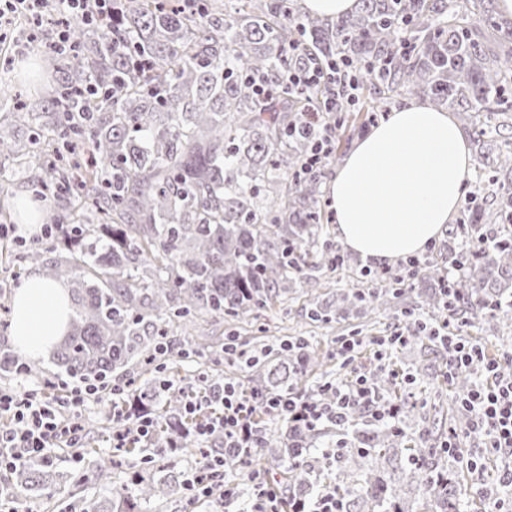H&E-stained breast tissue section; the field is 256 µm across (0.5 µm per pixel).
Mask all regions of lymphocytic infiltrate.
<instances>
[{
  "label": "lymphocytic infiltrate",
  "mask_w": 512,
  "mask_h": 512,
  "mask_svg": "<svg viewBox=\"0 0 512 512\" xmlns=\"http://www.w3.org/2000/svg\"><path fill=\"white\" fill-rule=\"evenodd\" d=\"M23 13L29 18L30 40H37L44 27H52L53 47L58 51L70 49V22L83 17L100 24L112 15L110 0H0V15ZM288 87L304 91L319 89L325 111H336L341 102H354L357 85L345 61L319 65H303L285 75ZM486 381L476 384L461 400L460 405L469 419L468 430L477 440L483 453H493L512 459V373L500 370L498 361L485 362ZM323 389L333 399L332 405L305 401L293 392L264 398L261 404L289 423L307 429L315 428L331 416L342 415L348 408L366 403L371 395L369 375L339 386L325 383ZM95 387L76 383L65 386L57 405L45 402L38 390L10 391L0 389V472H11L23 456H44L60 441L71 445L81 442L78 421L81 408L96 401ZM233 383H225L216 403L210 405V420L197 425L198 436H205L214 427L224 430V446L236 455L247 454L258 447L260 435L251 423V416L260 404Z\"/></svg>",
  "instance_id": "f902f5d3"
}]
</instances>
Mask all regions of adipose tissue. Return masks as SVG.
Instances as JSON below:
<instances>
[{
	"instance_id": "ef3b65f1",
	"label": "adipose tissue",
	"mask_w": 512,
	"mask_h": 512,
	"mask_svg": "<svg viewBox=\"0 0 512 512\" xmlns=\"http://www.w3.org/2000/svg\"><path fill=\"white\" fill-rule=\"evenodd\" d=\"M472 154L454 118L412 103L357 139L330 182L336 230L361 258L422 251L461 209ZM9 338L22 355L48 353L71 315L67 286L32 272L13 299Z\"/></svg>"
}]
</instances>
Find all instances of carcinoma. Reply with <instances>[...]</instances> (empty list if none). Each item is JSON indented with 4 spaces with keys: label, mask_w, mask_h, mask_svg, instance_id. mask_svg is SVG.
Here are the masks:
<instances>
[{
    "label": "carcinoma",
    "mask_w": 512,
    "mask_h": 512,
    "mask_svg": "<svg viewBox=\"0 0 512 512\" xmlns=\"http://www.w3.org/2000/svg\"><path fill=\"white\" fill-rule=\"evenodd\" d=\"M298 0H227L219 8L194 0L182 11L163 0H112V22L89 32L73 23L78 49L45 55L58 74L51 107L31 111L45 119L25 139L18 125L0 120V156L25 161L0 167V178L23 175L51 140L61 157L51 167L55 192L69 218L79 202L80 223L62 239L70 259L49 276L70 287L69 331L57 345V381L90 382L100 391L112 378L141 367L151 386L128 391L126 423L135 427L147 413L161 429L147 447L133 442L125 452L149 453L163 465L149 474L132 471L129 483L110 498L82 497L77 512H146L187 485L176 469L194 445L186 426V392L174 386L165 359L170 327L204 316L255 318L284 303L298 282L320 287L315 272L339 269L345 256L322 224L326 166L304 174L317 124L341 129L336 115L308 112V99L288 88L290 66L344 59L358 84L384 100L421 97L456 114L474 134L476 179L471 202L448 225V256L402 267L377 282L359 278L332 300L314 296L310 319L365 317L391 311L417 294L419 319L481 323L512 333V22L496 17L495 0H355L354 10L329 18L302 12ZM272 88L260 97L253 81ZM494 229V240L478 245ZM466 257L460 274H451ZM429 281L417 292L415 281ZM420 360L407 381H433L432 356L445 343L410 330ZM235 353L216 357L254 373L250 391L263 395L293 389L304 399L327 401L319 389L299 387L322 357L305 337L239 356L240 337H227ZM478 364L455 372L453 395L462 398L480 377ZM417 401L394 371L372 374V397L341 421L316 429L267 428L261 447L249 456L224 460L226 469L263 460L294 463L284 472L278 496L287 508L308 503L327 488V455L317 444L341 431L351 453L352 479L332 487L343 512H415L410 493L420 489L428 512H466L459 475L430 443L435 422L406 432ZM396 412L395 425L373 413ZM109 478L108 468L88 463L75 482ZM54 479L52 456L28 457L13 470V491L32 493L29 512Z\"/></svg>",
    "instance_id": "cac0c4a2"
}]
</instances>
